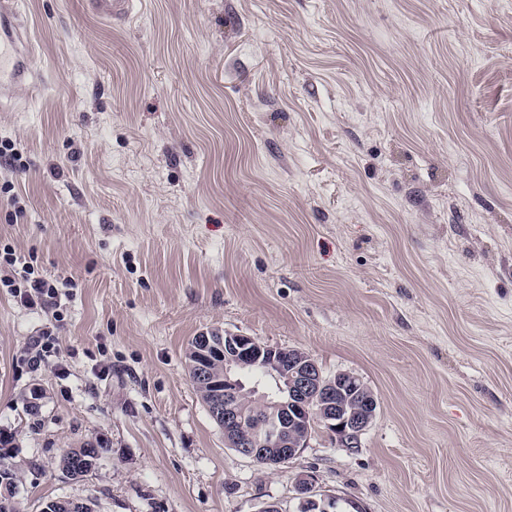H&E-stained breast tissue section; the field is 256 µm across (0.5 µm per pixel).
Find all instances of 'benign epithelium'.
<instances>
[{"mask_svg": "<svg viewBox=\"0 0 512 512\" xmlns=\"http://www.w3.org/2000/svg\"><path fill=\"white\" fill-rule=\"evenodd\" d=\"M220 349L224 350V401L215 403V412L224 421V440L245 457L263 459L277 465L292 459L299 449L306 446L308 438L298 437L289 427L288 407L309 411L317 406V419L335 433L343 448H358L361 438L375 415L377 399L371 389L360 383L366 398L357 407L336 398L339 385L353 384L358 377L339 373L335 378H325L315 359L297 350L288 359V365L276 361L277 349L253 336L243 333H226ZM277 367L283 384L279 389L288 393V400L261 389L259 383L251 385L241 379V370L252 359ZM260 402L265 411L263 423L256 429L249 427L244 405ZM300 508L308 512H340L338 500L331 495L313 491V479L305 475L298 480Z\"/></svg>", "mask_w": 512, "mask_h": 512, "instance_id": "7a95c632", "label": "benign epithelium"}]
</instances>
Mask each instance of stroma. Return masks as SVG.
<instances>
[{"mask_svg":"<svg viewBox=\"0 0 512 512\" xmlns=\"http://www.w3.org/2000/svg\"><path fill=\"white\" fill-rule=\"evenodd\" d=\"M41 93L0 103V462L21 512H512V0H19ZM242 332L349 372L357 451L315 425L267 469L186 362ZM103 442L82 478L62 453ZM90 9L101 19L110 21L112 16L128 12L129 0H89ZM0 260H3L15 273L13 278L1 279V285L4 288H10L9 291L13 296L20 297V301L26 306H34L37 302L45 305L49 300L58 297L56 282L35 271L31 257L27 259L24 255L17 254L15 250L5 246L3 251H0ZM313 479L305 475L298 480L300 509L308 512H339L338 500L331 495H321L313 491Z\"/></svg>","mask_w":512,"mask_h":512,"instance_id":"1","label":"stroma"}]
</instances>
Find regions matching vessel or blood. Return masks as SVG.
Masks as SVG:
<instances>
[{
  "label": "vessel or blood",
  "mask_w": 512,
  "mask_h": 512,
  "mask_svg": "<svg viewBox=\"0 0 512 512\" xmlns=\"http://www.w3.org/2000/svg\"><path fill=\"white\" fill-rule=\"evenodd\" d=\"M130 0H89L101 19L126 14ZM15 0H0V98L12 97L21 86L37 89L40 74L32 68L34 48L20 30Z\"/></svg>",
  "instance_id": "obj_1"
}]
</instances>
